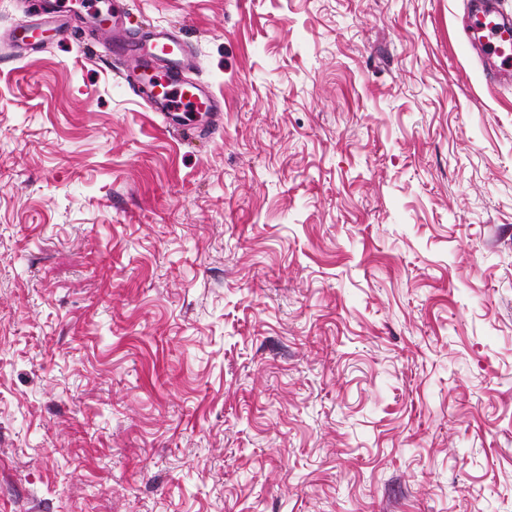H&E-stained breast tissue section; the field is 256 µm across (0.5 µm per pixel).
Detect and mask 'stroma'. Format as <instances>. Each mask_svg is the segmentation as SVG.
Masks as SVG:
<instances>
[{
    "label": "stroma",
    "instance_id": "1",
    "mask_svg": "<svg viewBox=\"0 0 512 512\" xmlns=\"http://www.w3.org/2000/svg\"><path fill=\"white\" fill-rule=\"evenodd\" d=\"M0 0V512H512V84L470 0ZM132 43L141 52L146 69L138 80L131 81L124 78L128 90L134 96L141 98L147 104L155 108L162 116L164 126L167 129L176 128L187 120L181 103L170 98L174 91H181L189 95L194 106V112H220L219 102L205 89L194 85H184L179 81L181 68L185 62L186 52L176 35L164 30H153L141 33L132 38ZM174 46L176 49H174ZM164 61L162 70L156 69V61ZM185 90L188 92L186 93ZM181 118L182 120H180Z\"/></svg>",
    "mask_w": 512,
    "mask_h": 512
}]
</instances>
